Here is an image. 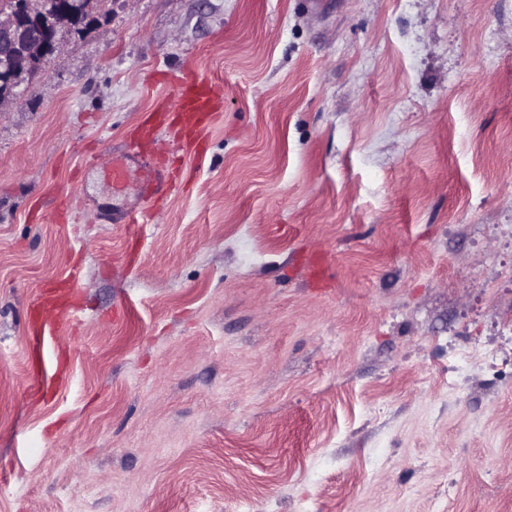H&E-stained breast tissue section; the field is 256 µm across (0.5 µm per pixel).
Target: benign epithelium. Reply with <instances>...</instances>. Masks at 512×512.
Segmentation results:
<instances>
[{
  "label": "benign epithelium",
  "instance_id": "obj_1",
  "mask_svg": "<svg viewBox=\"0 0 512 512\" xmlns=\"http://www.w3.org/2000/svg\"><path fill=\"white\" fill-rule=\"evenodd\" d=\"M97 22L87 0H0V103L17 98L57 51L60 31Z\"/></svg>",
  "mask_w": 512,
  "mask_h": 512
}]
</instances>
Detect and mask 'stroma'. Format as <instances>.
<instances>
[{"instance_id":"35a3bbf8","label":"stroma","mask_w":512,"mask_h":512,"mask_svg":"<svg viewBox=\"0 0 512 512\" xmlns=\"http://www.w3.org/2000/svg\"><path fill=\"white\" fill-rule=\"evenodd\" d=\"M94 10L0 106V512H512V0ZM175 87V109L180 122L186 127L195 129L203 125L221 107L222 91L192 75L182 76ZM171 190V180L167 166L161 161L152 162L150 176L142 183L140 193L149 200L159 195L161 191Z\"/></svg>"}]
</instances>
